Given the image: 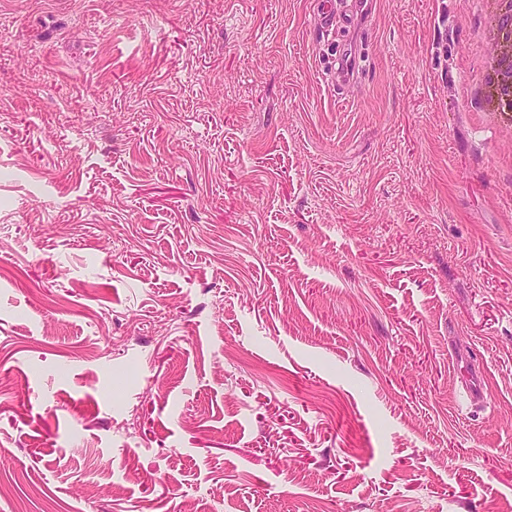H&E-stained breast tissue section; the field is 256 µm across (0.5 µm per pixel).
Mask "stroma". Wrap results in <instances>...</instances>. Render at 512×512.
Here are the masks:
<instances>
[{
	"label": "stroma",
	"mask_w": 512,
	"mask_h": 512,
	"mask_svg": "<svg viewBox=\"0 0 512 512\" xmlns=\"http://www.w3.org/2000/svg\"><path fill=\"white\" fill-rule=\"evenodd\" d=\"M490 2L0 0V512H512ZM339 1L334 0H323L322 1V15L325 25L332 27L336 26V15L339 16V20L345 29H351L354 25L355 19L363 16H367L371 11L373 1L371 0H354L351 1L353 6L350 10L338 13L337 3Z\"/></svg>",
	"instance_id": "obj_1"
}]
</instances>
